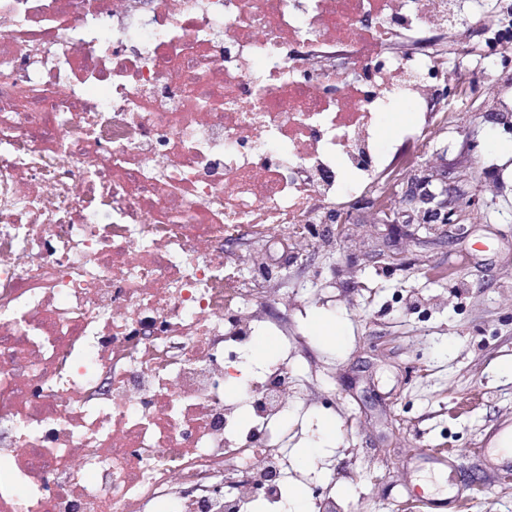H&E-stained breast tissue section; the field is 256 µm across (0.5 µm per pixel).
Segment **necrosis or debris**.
I'll list each match as a JSON object with an SVG mask.
<instances>
[{
  "mask_svg": "<svg viewBox=\"0 0 512 512\" xmlns=\"http://www.w3.org/2000/svg\"><path fill=\"white\" fill-rule=\"evenodd\" d=\"M430 2L0 0V512H280L293 303L247 242L315 246L413 167L446 115L386 165L378 116L441 56L385 38L472 6ZM268 326L226 399L225 347ZM273 328H264L259 332L258 336H255L253 346L248 350L240 354V362L238 367L243 370L241 378L236 383H230L226 389V395L230 399H236L243 395L244 389L248 386V377L252 373L260 370L264 366L270 363L271 358L267 359L268 354L274 350V342L262 341V339L268 337L269 334H275ZM261 342L258 346V352L263 355H258L254 349L256 343Z\"/></svg>",
  "mask_w": 512,
  "mask_h": 512,
  "instance_id": "4bbe7bcc",
  "label": "necrosis or debris"
}]
</instances>
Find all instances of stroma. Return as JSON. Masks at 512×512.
Instances as JSON below:
<instances>
[{
  "instance_id": "obj_1",
  "label": "stroma",
  "mask_w": 512,
  "mask_h": 512,
  "mask_svg": "<svg viewBox=\"0 0 512 512\" xmlns=\"http://www.w3.org/2000/svg\"><path fill=\"white\" fill-rule=\"evenodd\" d=\"M511 4L483 0L464 30L438 33L448 71L484 74L477 91L436 100L456 119L411 172H447L479 195L464 214L468 236L448 239L434 224L399 240L397 259L373 262L386 227L362 209L321 247L291 246L286 276L269 282L306 299L291 320L288 367L297 388L316 394L289 400L278 423L285 488L319 485L337 512H410L416 496L447 500V512H512V472L486 454L512 423V376L501 369L512 362V190L484 188L487 164L512 160V132L485 110L512 97V66L482 55L487 27ZM418 118L405 101L381 113L377 152L395 151L397 131ZM321 319L342 324L339 343L318 337ZM434 448L451 450L447 467L432 462Z\"/></svg>"
}]
</instances>
